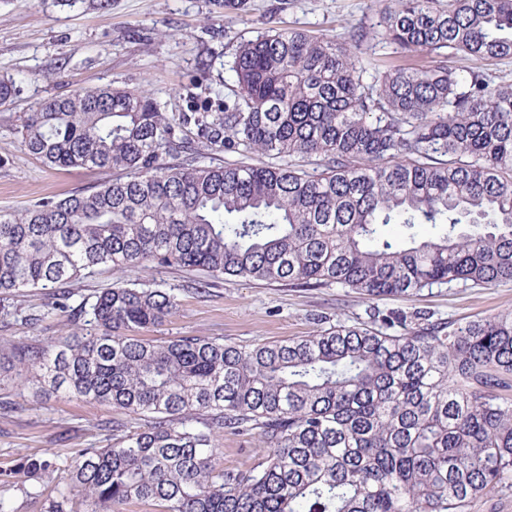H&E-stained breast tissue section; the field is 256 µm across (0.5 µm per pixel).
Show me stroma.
I'll return each instance as SVG.
<instances>
[{
  "label": "stroma",
  "mask_w": 512,
  "mask_h": 512,
  "mask_svg": "<svg viewBox=\"0 0 512 512\" xmlns=\"http://www.w3.org/2000/svg\"><path fill=\"white\" fill-rule=\"evenodd\" d=\"M0 0V78H13L18 93L0 106V212L23 209L46 197L62 199L94 189L106 176L85 169L47 168L23 150L18 128L39 103L81 88L135 89L150 94L164 112H186L216 96L230 95V66L240 42L272 26L292 27L348 42L353 30L372 33L368 54L379 62L414 67L418 53H403L378 37L381 14L392 0H247L244 11L224 13L214 0ZM124 278L170 290L176 312L147 329L150 338L195 336L250 347L304 336L342 320L369 321L377 311L408 316L426 312L463 323L512 311V281L478 288L456 281L400 296L370 299L333 284L295 287L227 277L207 293L189 271L103 269L70 286L74 302ZM48 290H32L0 302V341L41 344L69 329L52 310ZM135 422L111 406L84 399H45L0 388V499L9 512H51L63 479L84 449L106 445L109 425ZM217 459L227 470L250 467L259 451L251 436L218 437ZM25 458L47 469L21 470Z\"/></svg>",
  "instance_id": "35a3bbf8"
}]
</instances>
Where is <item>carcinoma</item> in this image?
Masks as SVG:
<instances>
[{
    "mask_svg": "<svg viewBox=\"0 0 512 512\" xmlns=\"http://www.w3.org/2000/svg\"><path fill=\"white\" fill-rule=\"evenodd\" d=\"M379 35L425 66L379 68L354 43L275 28L236 49L220 112L167 115L103 87L40 103L21 144L49 168L108 172L94 191L0 212V294L55 289L74 328L14 349L36 395L104 403L115 429L66 478L84 512H469L512 491V312L464 324L403 314L243 348L145 338L178 303L119 281L90 305L63 287L100 269L177 266L201 277L371 299L454 281H512V0H395ZM477 61L463 72L448 54ZM220 152L266 161L201 163ZM299 163L277 165L276 158ZM174 162H168V159ZM314 161L310 170L302 163ZM255 435L246 470L215 438Z\"/></svg>",
    "mask_w": 512,
    "mask_h": 512,
    "instance_id": "cac0c4a2",
    "label": "carcinoma"
}]
</instances>
